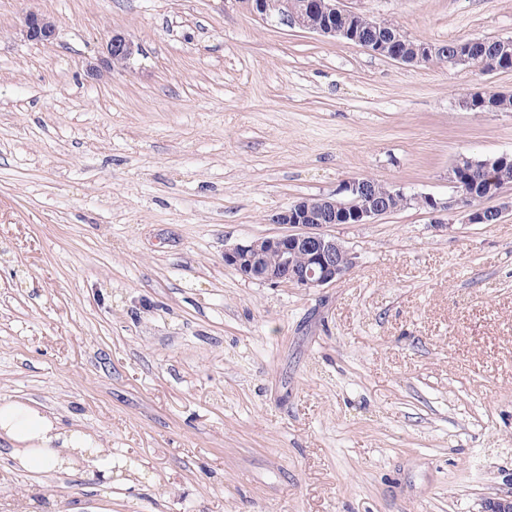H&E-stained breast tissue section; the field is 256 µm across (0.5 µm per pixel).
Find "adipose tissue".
Segmentation results:
<instances>
[{
    "label": "adipose tissue",
    "instance_id": "1",
    "mask_svg": "<svg viewBox=\"0 0 512 512\" xmlns=\"http://www.w3.org/2000/svg\"><path fill=\"white\" fill-rule=\"evenodd\" d=\"M0 441L12 448L17 464L30 472H68L92 466L104 484L112 482V455L99 450L95 436L62 426L38 407L0 401Z\"/></svg>",
    "mask_w": 512,
    "mask_h": 512
}]
</instances>
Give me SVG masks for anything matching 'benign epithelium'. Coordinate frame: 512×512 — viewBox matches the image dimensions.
Here are the masks:
<instances>
[{
  "mask_svg": "<svg viewBox=\"0 0 512 512\" xmlns=\"http://www.w3.org/2000/svg\"><path fill=\"white\" fill-rule=\"evenodd\" d=\"M341 0H322L320 8L342 21V24L326 23L314 29L322 36L358 40L355 27L344 23L346 17H359L361 13L340 6ZM26 37L33 41H49L56 32L55 25L36 14L25 18ZM119 48L127 58L138 51L131 41L115 34L109 41L107 53ZM439 45L423 42L414 57L407 59L397 54L392 60L406 65L432 64L431 56ZM498 161L488 159L472 165L469 176L475 181L490 185L497 183L494 167ZM344 197H321L313 201L303 199L271 214L269 223L288 227L285 233L266 236L224 248V264L234 268L247 280L265 283H290L300 288H322L343 280L355 267L356 256L327 228L336 224H371L377 218L396 211L394 201L404 207L418 205L441 211L457 207L465 224H497L507 212H512V197L502 195V188L490 189L488 197L500 199L497 206L484 207L473 201L472 196L460 193L449 202H438L430 196H408L394 186L386 194L373 193L371 182L352 179L340 189Z\"/></svg>",
  "mask_w": 512,
  "mask_h": 512,
  "instance_id": "benign-epithelium-1",
  "label": "benign epithelium"
}]
</instances>
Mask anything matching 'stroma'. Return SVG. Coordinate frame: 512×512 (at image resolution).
<instances>
[{
    "label": "stroma",
    "mask_w": 512,
    "mask_h": 512,
    "mask_svg": "<svg viewBox=\"0 0 512 512\" xmlns=\"http://www.w3.org/2000/svg\"><path fill=\"white\" fill-rule=\"evenodd\" d=\"M430 42L512 39V0H345ZM54 21L50 43L24 18ZM120 33L140 47L106 69ZM512 69L407 66L239 0H0V399L112 454L0 512H484L512 497V213L339 224L335 285L244 279L224 248L369 177L445 202L512 154ZM451 231H444V224ZM483 90H477L469 94V96L465 97L462 100V106L464 108H468V101L473 94L480 93L482 94ZM493 104V106L499 112H511L512 111V95L511 96H502L496 97L495 95L487 96L486 93L482 95L472 96V99L469 103V108L473 112H489V104Z\"/></svg>",
    "instance_id": "1"
}]
</instances>
